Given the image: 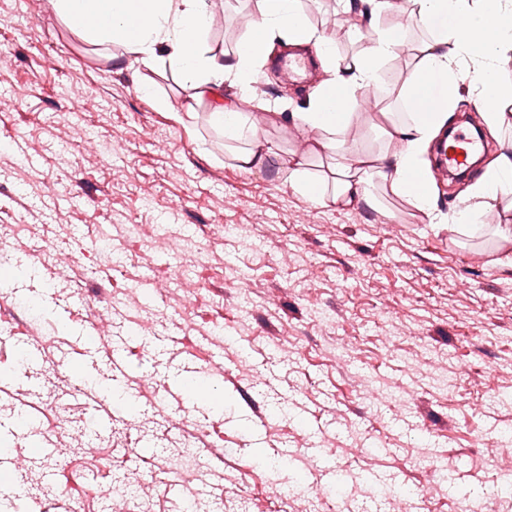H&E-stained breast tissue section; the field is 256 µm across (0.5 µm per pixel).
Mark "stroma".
<instances>
[{
  "instance_id": "35a3bbf8",
  "label": "stroma",
  "mask_w": 512,
  "mask_h": 512,
  "mask_svg": "<svg viewBox=\"0 0 512 512\" xmlns=\"http://www.w3.org/2000/svg\"><path fill=\"white\" fill-rule=\"evenodd\" d=\"M214 2L208 42L233 52L256 5ZM302 7L345 65L403 33L341 132L399 151L375 123L428 37L410 0L373 29L336 0ZM2 51L0 246L17 262L0 264V361H29L0 378V512L17 486L32 512H512V242L496 232L512 193L436 181L441 224L379 180L371 202L325 207L275 166L240 168L168 68L88 43L49 0H0ZM323 77L269 63L242 103L281 156L308 135L271 113ZM470 204L479 225L456 224ZM48 244L67 265L42 260ZM132 471L135 492L100 495Z\"/></svg>"
}]
</instances>
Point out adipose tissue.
<instances>
[{"instance_id": "obj_1", "label": "adipose tissue", "mask_w": 512, "mask_h": 512, "mask_svg": "<svg viewBox=\"0 0 512 512\" xmlns=\"http://www.w3.org/2000/svg\"><path fill=\"white\" fill-rule=\"evenodd\" d=\"M57 16L94 44H116L135 60L169 65L189 87L193 102L214 104L213 118L225 137L247 142L237 159L242 168H262L276 150L261 128L245 112L226 105L225 81L248 88L267 60L272 41L291 46L315 44L323 68L331 77L317 89L303 111L291 118L310 135L311 149L328 154L331 175L312 177L304 156H291L286 170L290 184L320 205L339 208L370 200L374 178L387 181L391 192L406 199L426 217H433V186L423 155L433 138L446 127L453 105L459 54L472 58L471 80L479 88L491 124H512L501 111L512 101V89L496 80V62L512 52V7L501 0H413L415 12L429 38L403 82L407 120L392 124L388 137L403 142L396 153L370 154L339 134L353 117L357 93L384 81V60L395 54L402 40L390 34L374 39L369 50L349 67L339 63L333 45L307 20L301 0H256L259 17L233 54L208 43L206 0H50ZM457 55H449V46Z\"/></svg>"}]
</instances>
